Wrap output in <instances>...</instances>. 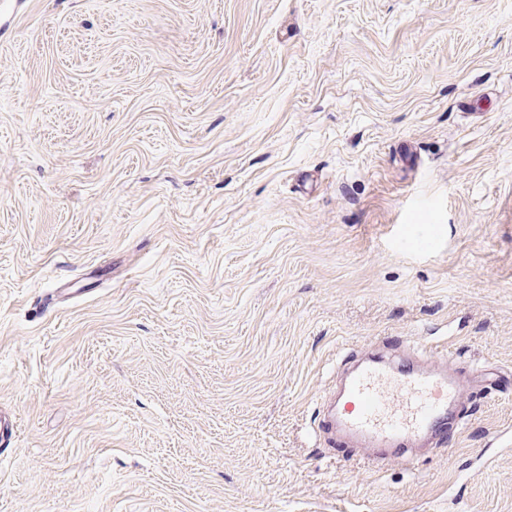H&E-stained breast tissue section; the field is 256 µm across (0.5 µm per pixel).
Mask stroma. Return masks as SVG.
I'll use <instances>...</instances> for the list:
<instances>
[{"label":"stroma","mask_w":512,"mask_h":512,"mask_svg":"<svg viewBox=\"0 0 512 512\" xmlns=\"http://www.w3.org/2000/svg\"><path fill=\"white\" fill-rule=\"evenodd\" d=\"M464 420L330 459L348 354ZM0 512H512V0L0 15Z\"/></svg>","instance_id":"stroma-1"}]
</instances>
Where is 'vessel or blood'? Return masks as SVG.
I'll return each mask as SVG.
<instances>
[{
  "mask_svg": "<svg viewBox=\"0 0 512 512\" xmlns=\"http://www.w3.org/2000/svg\"><path fill=\"white\" fill-rule=\"evenodd\" d=\"M457 378L447 368L411 363L395 350L360 364L346 377L334 412L319 421L329 452L353 457L368 449L371 465L399 458L413 463L412 447L427 438H443L448 418L460 414Z\"/></svg>",
  "mask_w": 512,
  "mask_h": 512,
  "instance_id": "obj_1",
  "label": "vessel or blood"
}]
</instances>
